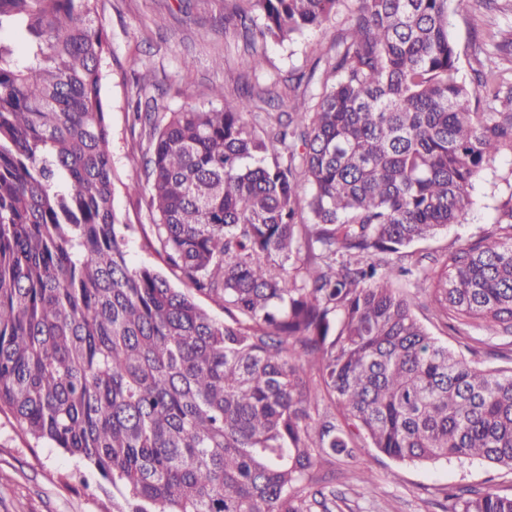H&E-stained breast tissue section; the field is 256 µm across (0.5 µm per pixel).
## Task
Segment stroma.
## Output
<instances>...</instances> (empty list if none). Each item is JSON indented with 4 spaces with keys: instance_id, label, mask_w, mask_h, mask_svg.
Here are the masks:
<instances>
[{
    "instance_id": "1",
    "label": "stroma",
    "mask_w": 512,
    "mask_h": 512,
    "mask_svg": "<svg viewBox=\"0 0 512 512\" xmlns=\"http://www.w3.org/2000/svg\"><path fill=\"white\" fill-rule=\"evenodd\" d=\"M98 14L108 43L102 97L112 129V163L123 176L141 168L148 145V128L133 119L137 104L153 97L163 112L208 108L215 104L210 93L215 85L229 96L247 84L272 88L284 97L292 72L312 74L300 91L316 103L333 43L348 27L342 12L324 29L293 42L268 43L264 66L255 71L244 41L224 24V0H99ZM449 29L461 76L469 79L474 71L491 70L499 78H512V61L493 50L502 38L512 37V0H499L493 11L450 15ZM143 60L152 65L146 81L140 77ZM473 196L465 223L404 250L403 263L442 257L492 232L499 206L512 198V155L499 156L481 173ZM115 208L138 227L130 246L133 261L157 264L155 254L143 246L152 229L144 201L120 188ZM367 469L375 476L368 491L358 479ZM334 470L349 512H448L446 491L464 486L512 494V472L480 459L399 463L366 447L355 458L337 459ZM0 512H112V488L78 458L36 442L11 415L0 413Z\"/></svg>"
}]
</instances>
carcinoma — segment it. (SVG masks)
Returning a JSON list of instances; mask_svg holds the SVG:
<instances>
[{
    "mask_svg": "<svg viewBox=\"0 0 512 512\" xmlns=\"http://www.w3.org/2000/svg\"><path fill=\"white\" fill-rule=\"evenodd\" d=\"M340 2L224 10L258 69L268 42L323 26ZM496 2L354 0L315 105L291 73L287 111L258 131L247 115L264 90L216 87L222 106L164 113L124 181L98 0H0V412L93 465L115 512H335L312 471L366 444L512 470V198L492 235L419 285L465 351L420 322L393 260L464 223L482 170L512 154V83H466L448 30L449 13ZM481 89L500 108L479 111ZM118 183L148 191L146 246L181 287L131 261ZM481 345L505 366L467 358ZM448 499V512H512L490 490Z\"/></svg>",
    "mask_w": 512,
    "mask_h": 512,
    "instance_id": "cac0c4a2",
    "label": "carcinoma"
}]
</instances>
